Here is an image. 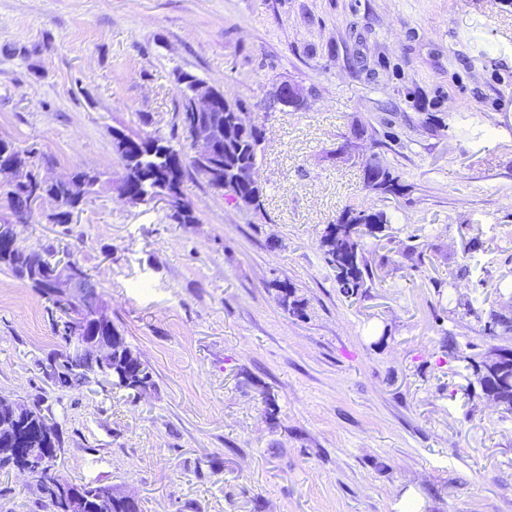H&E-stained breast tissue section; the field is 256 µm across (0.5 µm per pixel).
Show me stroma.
<instances>
[{
    "instance_id": "35a3bbf8",
    "label": "stroma",
    "mask_w": 512,
    "mask_h": 512,
    "mask_svg": "<svg viewBox=\"0 0 512 512\" xmlns=\"http://www.w3.org/2000/svg\"><path fill=\"white\" fill-rule=\"evenodd\" d=\"M183 72L263 126L260 209L193 171L196 223L122 196L112 133L175 136ZM284 82L303 108L271 107ZM0 138L36 145L48 178L98 175L72 223L44 199L21 237L78 260L154 372L134 402L55 390L44 302L0 272V395L62 418L63 478L143 512H512V413L453 392L512 335L440 297L512 279V0H0ZM372 160L404 194L365 190ZM350 205L393 217L369 254L389 273L355 301L318 247ZM464 232L487 242L467 275ZM0 512H41L35 480L1 474ZM269 286L276 288L280 305L286 311L300 318L306 316L307 303L297 295L295 287L288 279H275Z\"/></svg>"
}]
</instances>
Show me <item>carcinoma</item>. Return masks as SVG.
Wrapping results in <instances>:
<instances>
[{"label": "carcinoma", "mask_w": 512, "mask_h": 512, "mask_svg": "<svg viewBox=\"0 0 512 512\" xmlns=\"http://www.w3.org/2000/svg\"><path fill=\"white\" fill-rule=\"evenodd\" d=\"M185 83L179 90V112H177L178 126L183 134H188L190 122L194 120L192 112V86L197 77L187 73L184 75ZM246 109L241 100L222 101L216 116L224 122L230 137L224 143V176H229V169L237 162H244L254 168H259L261 158V142L264 139L263 129L255 124L246 132L236 130V112ZM3 146L12 148V152L4 154L0 149V167L7 162H13L21 167L35 166V159L39 156L37 148L33 146L21 147L10 140H3ZM115 151L123 165L128 180L135 176L138 164L136 155L145 153L153 148H163L167 156L173 159L177 176L178 187H183L184 178L188 170L192 169L201 176H206L205 170L192 162L181 164L180 154L183 147L175 146L171 141L161 143L155 137H142L125 135V142L114 143ZM369 170L376 173L379 181L374 191L379 193L397 194L403 189L400 177L390 169L380 165L371 164ZM98 183V176L92 172L78 171L66 183L52 184L43 188L42 196L52 199L56 208L50 215L55 224L68 223V217L80 209L86 197L93 191ZM0 190L7 199L12 213L19 220H24L31 214V195L20 185H13L8 181L0 180ZM263 194L262 184L258 183L247 188L240 194L228 196L229 201L237 206L257 209L261 204ZM390 217L384 211H373L363 206L351 205L347 207L336 219V222L325 227L320 239L319 248L325 262L336 272V284L340 293L349 298H362L367 296L366 282L373 277L372 266L368 264L365 256L367 240L380 239L386 225L390 224ZM61 262L50 250H36L23 243L18 235H13L9 241L0 237V271H5L14 277L25 281L45 302V310L50 321L51 330L57 339L54 349L46 354V358L37 361L42 368L45 359L62 353L67 336L71 329L73 314L77 313L74 305L69 301L64 289L53 288L49 278L53 267ZM278 292L280 305L290 314L297 317L306 316L307 303L297 295V291L288 279H276L269 284ZM448 303L454 304V309H463L464 315L473 316L477 321L483 322L484 335L494 337L499 334L512 332V316L490 308L485 311L478 308L484 305L487 299L474 297L460 301L450 293ZM101 330L107 336L117 339L119 357L112 364V374L106 380L111 388L119 389L132 398L140 395L143 388H154L155 381L150 365L142 360L126 342L124 335L114 325L112 318L105 316L101 319ZM498 360L492 364L481 360L474 365L475 381L469 382L467 389L480 386L481 391L495 400L505 410H512V349L499 347ZM101 370L100 361L93 355L84 357L79 363L63 374L43 372V376L55 388L76 393L91 383V375ZM23 413L29 420L22 423V427L35 429V422L40 419H49L41 401H23L20 404ZM40 444L29 441L27 450L20 456L0 458V473L27 469L36 481L39 500L47 512H70L65 499L54 485L52 474L53 463L56 457L48 458L36 451ZM71 487L81 490L91 496L93 508L89 512H142L141 506L130 504L122 493L120 487L110 483H102L98 487L100 494L91 491L93 484L71 483Z\"/></svg>", "instance_id": "1"}]
</instances>
